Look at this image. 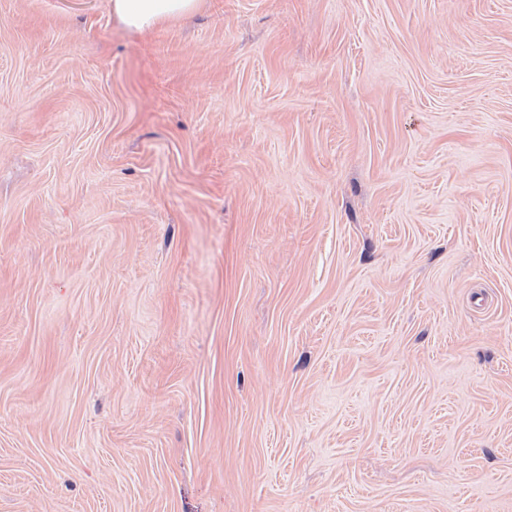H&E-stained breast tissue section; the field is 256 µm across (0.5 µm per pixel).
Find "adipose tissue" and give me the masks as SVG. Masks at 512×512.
Wrapping results in <instances>:
<instances>
[{
    "instance_id": "ef3b65f1",
    "label": "adipose tissue",
    "mask_w": 512,
    "mask_h": 512,
    "mask_svg": "<svg viewBox=\"0 0 512 512\" xmlns=\"http://www.w3.org/2000/svg\"><path fill=\"white\" fill-rule=\"evenodd\" d=\"M202 0H110L113 18L127 32L146 36L158 26L196 13Z\"/></svg>"
}]
</instances>
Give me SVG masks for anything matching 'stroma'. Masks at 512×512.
<instances>
[{
	"label": "stroma",
	"mask_w": 512,
	"mask_h": 512,
	"mask_svg": "<svg viewBox=\"0 0 512 512\" xmlns=\"http://www.w3.org/2000/svg\"><path fill=\"white\" fill-rule=\"evenodd\" d=\"M0 512H512V0H0ZM201 0H110L112 18L127 32L146 36L158 26L196 13Z\"/></svg>",
	"instance_id": "35a3bbf8"
}]
</instances>
